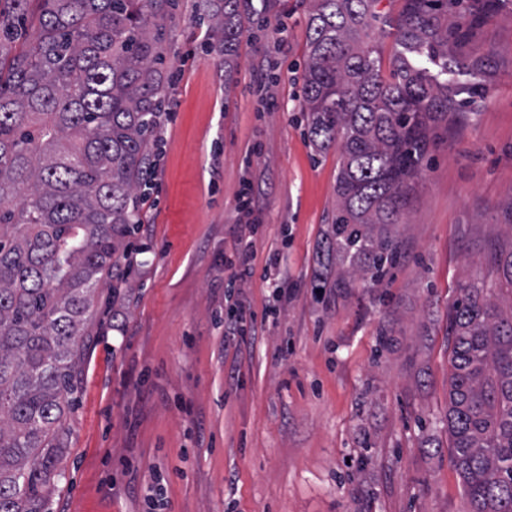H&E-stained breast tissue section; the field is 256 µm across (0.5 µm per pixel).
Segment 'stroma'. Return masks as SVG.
Returning <instances> with one entry per match:
<instances>
[{
  "label": "stroma",
  "instance_id": "1",
  "mask_svg": "<svg viewBox=\"0 0 512 512\" xmlns=\"http://www.w3.org/2000/svg\"><path fill=\"white\" fill-rule=\"evenodd\" d=\"M198 0L162 19L167 78L153 172L137 191L130 286L101 279L49 512H471L448 451V315L497 279L512 236V0H460L461 51L489 94L438 120L378 282L312 287L336 215L338 148L301 110L308 0H271L234 66ZM276 99L277 109L267 107ZM252 183L264 227L239 290L249 346L224 340V255ZM278 255L295 294L266 318Z\"/></svg>",
  "mask_w": 512,
  "mask_h": 512
}]
</instances>
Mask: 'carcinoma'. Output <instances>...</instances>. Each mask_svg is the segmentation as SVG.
<instances>
[{
    "mask_svg": "<svg viewBox=\"0 0 512 512\" xmlns=\"http://www.w3.org/2000/svg\"><path fill=\"white\" fill-rule=\"evenodd\" d=\"M375 0H311L303 111L321 148L340 150L333 255L375 279L398 256L401 223L430 123L487 95L481 65L457 56L463 17L448 0H404L383 19ZM167 0H0V512H46L68 397L101 277L122 284L124 241L141 223L135 193L149 174L164 89L153 31ZM241 0H205L229 61ZM37 16L36 45L24 21ZM400 46L390 79L376 39ZM469 84L441 82L424 60ZM465 93L467 97L457 99ZM489 262L512 287V239ZM461 289L451 318L449 451L472 512H512V302Z\"/></svg>",
    "mask_w": 512,
    "mask_h": 512,
    "instance_id": "carcinoma-1",
    "label": "carcinoma"
}]
</instances>
